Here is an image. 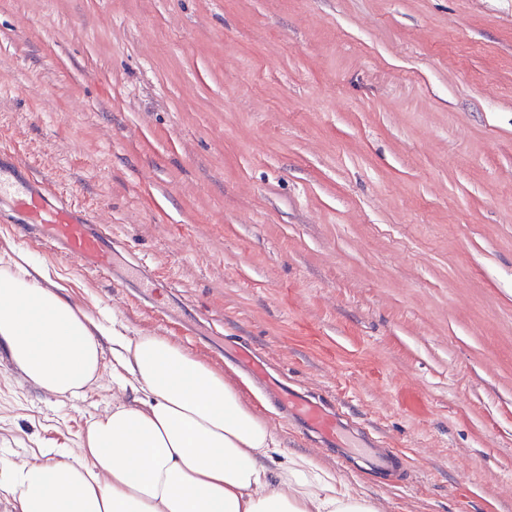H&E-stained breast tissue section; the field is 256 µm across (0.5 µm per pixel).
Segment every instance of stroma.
<instances>
[{"label": "stroma", "instance_id": "obj_1", "mask_svg": "<svg viewBox=\"0 0 512 512\" xmlns=\"http://www.w3.org/2000/svg\"><path fill=\"white\" fill-rule=\"evenodd\" d=\"M172 280L155 305L0 221L104 326L238 382L385 512H512V0H0V150ZM244 337L412 463L315 448L224 360ZM112 407L0 349V459Z\"/></svg>", "mask_w": 512, "mask_h": 512}]
</instances>
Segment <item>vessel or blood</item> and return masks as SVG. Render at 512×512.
Segmentation results:
<instances>
[{"label":"vessel or blood","instance_id":"1","mask_svg":"<svg viewBox=\"0 0 512 512\" xmlns=\"http://www.w3.org/2000/svg\"><path fill=\"white\" fill-rule=\"evenodd\" d=\"M0 202L5 203L29 237L38 239L57 254L81 262L102 279L112 277V252L116 239L108 224L91 223L86 212L60 195L50 184L11 161L0 158ZM130 280L149 291H171L168 279L157 275L151 265L137 258L128 263ZM232 356L256 383L274 392L286 417L311 436L320 447L342 448L356 432L353 421L326 407L315 398L273 382L265 358L250 344L237 343ZM363 463L369 470L387 476L400 475L406 463L379 440L361 435Z\"/></svg>","mask_w":512,"mask_h":512}]
</instances>
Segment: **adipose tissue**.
<instances>
[{"mask_svg": "<svg viewBox=\"0 0 512 512\" xmlns=\"http://www.w3.org/2000/svg\"><path fill=\"white\" fill-rule=\"evenodd\" d=\"M49 264L0 260V347L38 390L77 397L111 368L112 409L74 448L0 459L13 512H384L281 449L237 385L163 336L105 333Z\"/></svg>", "mask_w": 512, "mask_h": 512, "instance_id": "obj_1", "label": "adipose tissue"}]
</instances>
